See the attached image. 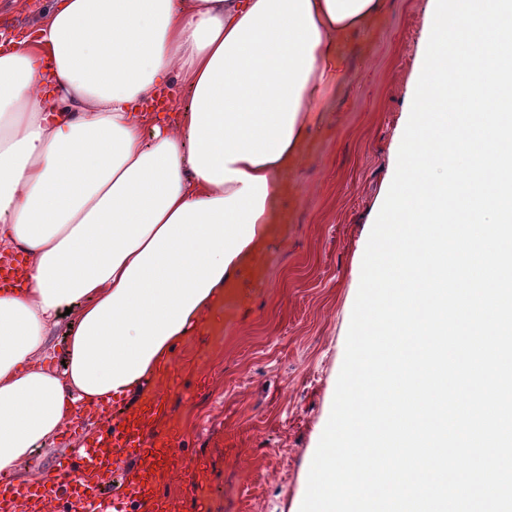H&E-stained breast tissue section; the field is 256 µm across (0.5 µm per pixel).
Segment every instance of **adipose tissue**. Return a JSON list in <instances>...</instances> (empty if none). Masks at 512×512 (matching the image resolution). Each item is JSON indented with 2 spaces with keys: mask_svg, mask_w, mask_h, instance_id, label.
Listing matches in <instances>:
<instances>
[{
  "mask_svg": "<svg viewBox=\"0 0 512 512\" xmlns=\"http://www.w3.org/2000/svg\"><path fill=\"white\" fill-rule=\"evenodd\" d=\"M386 0H53L0 54V472L138 393L275 232L340 49ZM179 78L183 117L139 103ZM75 307L65 362L50 339Z\"/></svg>",
  "mask_w": 512,
  "mask_h": 512,
  "instance_id": "obj_1",
  "label": "adipose tissue"
}]
</instances>
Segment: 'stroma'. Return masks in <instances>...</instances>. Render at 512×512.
<instances>
[{"label": "stroma", "mask_w": 512, "mask_h": 512, "mask_svg": "<svg viewBox=\"0 0 512 512\" xmlns=\"http://www.w3.org/2000/svg\"><path fill=\"white\" fill-rule=\"evenodd\" d=\"M51 0H0V41L36 30ZM432 0H387L342 50L299 165L286 221L238 298L178 343L156 382L160 429L183 462L170 512H300L329 419L369 234L395 173L429 39ZM193 468L186 479L185 468Z\"/></svg>", "instance_id": "35a3bbf8"}]
</instances>
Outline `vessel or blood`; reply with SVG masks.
Listing matches in <instances>:
<instances>
[{
	"mask_svg": "<svg viewBox=\"0 0 512 512\" xmlns=\"http://www.w3.org/2000/svg\"><path fill=\"white\" fill-rule=\"evenodd\" d=\"M165 395L150 391L91 440L82 428L78 448L62 454L41 481L25 484L0 473V512H167L160 485L178 455L158 427L168 414Z\"/></svg>",
	"mask_w": 512,
	"mask_h": 512,
	"instance_id": "b4317fda",
	"label": "vessel or blood"
}]
</instances>
